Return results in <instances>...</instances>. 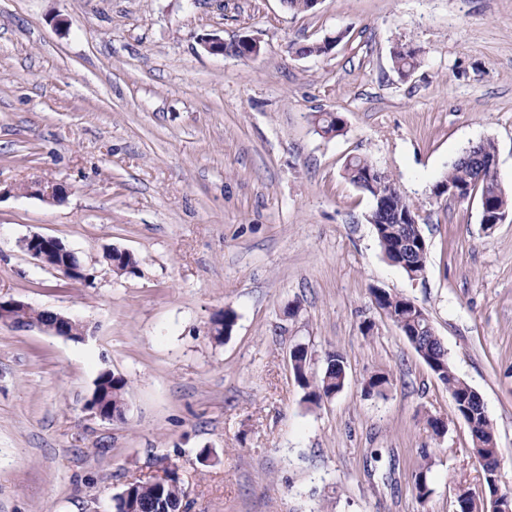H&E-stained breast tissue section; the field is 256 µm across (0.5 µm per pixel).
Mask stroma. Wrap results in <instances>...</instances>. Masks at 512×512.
Listing matches in <instances>:
<instances>
[{
	"label": "stroma",
	"instance_id": "1",
	"mask_svg": "<svg viewBox=\"0 0 512 512\" xmlns=\"http://www.w3.org/2000/svg\"><path fill=\"white\" fill-rule=\"evenodd\" d=\"M339 31L325 55L294 52ZM212 35L262 53L209 54ZM401 44L420 60L405 77ZM321 112L343 133L321 136ZM486 138L512 190V0H0V298L87 328L75 342L0 324V512H116L167 466L185 512H455L459 485L483 488L469 428L374 287L427 313L512 488V218L487 230L478 199L433 192ZM355 156L418 207L424 278L385 258L344 177ZM35 234L93 282L26 253ZM112 247L136 273L106 264ZM299 344L312 372L329 352L346 365L318 407L291 369ZM105 371L128 381L124 419L85 408ZM378 373L384 393H365ZM234 42H239L240 44L242 42L247 47L248 51L245 52V56H248V57H243L244 59H254V58L259 57L261 54L262 48H261L260 43L249 36H242L239 39H237L231 43H234ZM230 44L224 42V39H222L220 37H212V38L202 39V42H201V45L204 48V50L210 54L224 56V54L230 53L231 55H234V56L240 58V56L234 54L232 51H229L226 48V46H228ZM22 248L44 267L59 271L72 281L86 283L92 279L93 274L83 271L81 266L72 265V257L75 256L76 252L67 248L62 241L55 237L32 235L23 240ZM76 256V261L84 266L83 269L88 268L86 262L78 253H76Z\"/></svg>",
	"mask_w": 512,
	"mask_h": 512
}]
</instances>
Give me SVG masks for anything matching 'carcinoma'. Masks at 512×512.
<instances>
[{"label":"carcinoma","mask_w":512,"mask_h":512,"mask_svg":"<svg viewBox=\"0 0 512 512\" xmlns=\"http://www.w3.org/2000/svg\"><path fill=\"white\" fill-rule=\"evenodd\" d=\"M393 62L399 73L405 75L418 65L417 51L408 46L393 50ZM319 134L333 136L344 129L343 120L331 113L318 116ZM498 156L494 140L487 138L467 147L448 167L440 183L475 187L479 197L486 199L488 211L512 212V193L500 186L497 172L492 166ZM380 169L367 157H353L344 167L345 177L368 194L371 207L368 223L374 225L378 241L386 258L401 268L411 279L424 277L427 270L428 251H412L402 240L414 235L410 224L397 223V216L406 212L415 213L399 191L390 175L379 176ZM375 306L401 330L415 352L447 388L456 411L460 412L470 429L473 450L484 460L483 470L497 466V435L479 394L460 380L448 360V352L435 335L428 315L408 297L387 292L381 288L371 289ZM236 321V313L227 308L212 320L211 338L220 343L229 336ZM311 354L300 349L291 356L295 379L305 390V401L318 406L340 392L346 383V370L342 357L335 353L325 356V368L317 375L310 371ZM128 382L122 376L110 372L101 373L95 383V396L113 408L125 401ZM414 488L420 502L432 494L430 466L422 465L414 475ZM130 496L139 501L143 512H176L182 507L183 490L176 472L168 474L164 487L151 483H139L132 487Z\"/></svg>","instance_id":"carcinoma-1"}]
</instances>
